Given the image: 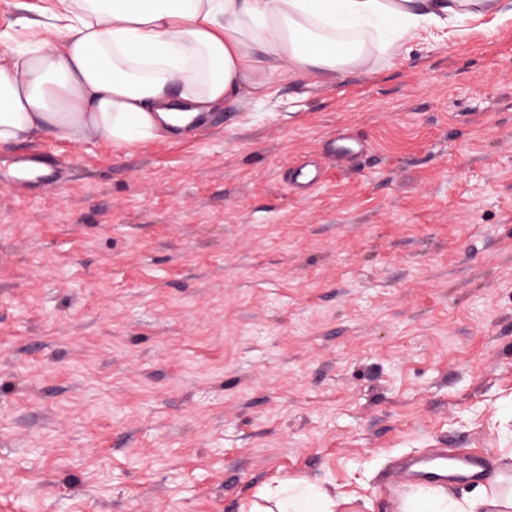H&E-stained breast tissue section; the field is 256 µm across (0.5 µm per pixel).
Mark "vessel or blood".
Instances as JSON below:
<instances>
[{
  "mask_svg": "<svg viewBox=\"0 0 512 512\" xmlns=\"http://www.w3.org/2000/svg\"><path fill=\"white\" fill-rule=\"evenodd\" d=\"M329 151L338 164H346L354 156L365 150L360 140L347 134H337L328 143ZM488 465L480 454L461 453L452 456L450 462H437L431 459H419L409 467L399 470L397 479L410 480L419 485H432L441 482L458 483L486 477Z\"/></svg>",
  "mask_w": 512,
  "mask_h": 512,
  "instance_id": "vessel-or-blood-1",
  "label": "vessel or blood"
}]
</instances>
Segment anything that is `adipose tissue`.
Wrapping results in <instances>:
<instances>
[{
	"instance_id": "1",
	"label": "adipose tissue",
	"mask_w": 512,
	"mask_h": 512,
	"mask_svg": "<svg viewBox=\"0 0 512 512\" xmlns=\"http://www.w3.org/2000/svg\"><path fill=\"white\" fill-rule=\"evenodd\" d=\"M38 36L0 54V145L45 135L118 148L191 133L203 113L286 73L365 65L359 33L397 55L420 32L512 18V0H59ZM305 480L249 512H344ZM399 512H512V469L473 497L411 492Z\"/></svg>"
}]
</instances>
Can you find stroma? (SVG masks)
I'll return each mask as SVG.
<instances>
[{
    "mask_svg": "<svg viewBox=\"0 0 512 512\" xmlns=\"http://www.w3.org/2000/svg\"><path fill=\"white\" fill-rule=\"evenodd\" d=\"M370 65L186 138L0 146V512H240L300 477L397 512L407 458L512 453V20ZM329 152L336 157L339 165H344L354 156L365 151V145L345 133H339L328 143ZM290 180L294 185L308 190L317 188L322 182L321 177L310 167L308 162L294 166L291 169Z\"/></svg>",
    "mask_w": 512,
    "mask_h": 512,
    "instance_id": "stroma-1",
    "label": "stroma"
}]
</instances>
